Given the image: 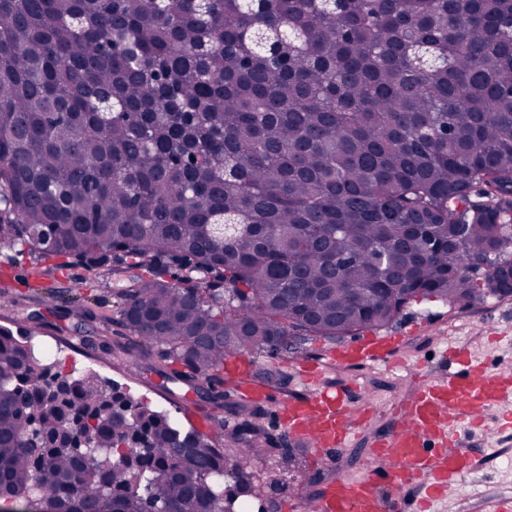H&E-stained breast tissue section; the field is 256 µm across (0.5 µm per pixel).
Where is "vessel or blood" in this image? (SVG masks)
<instances>
[{"label":"vessel or blood","instance_id":"obj_1","mask_svg":"<svg viewBox=\"0 0 512 512\" xmlns=\"http://www.w3.org/2000/svg\"><path fill=\"white\" fill-rule=\"evenodd\" d=\"M399 336H371L327 353L326 363L306 361L297 377L307 386L303 397L287 396L277 416L291 441L308 442L323 450L348 447L370 418L371 400L354 404L345 390L328 385L326 365L381 363L401 344ZM452 371L431 375L425 366L414 369L422 383L413 396L395 409L393 428L375 436L367 450L370 468L323 485L317 512H385L384 491L410 482L420 488L412 512H431L473 468L475 451L463 449L461 429L487 431L488 411L512 401V374L487 370L464 350L451 351ZM249 358L226 360L224 374L236 382L239 400L252 406L268 401L270 389L253 376Z\"/></svg>","mask_w":512,"mask_h":512}]
</instances>
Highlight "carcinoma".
<instances>
[{"label": "carcinoma", "instance_id": "carcinoma-1", "mask_svg": "<svg viewBox=\"0 0 512 512\" xmlns=\"http://www.w3.org/2000/svg\"><path fill=\"white\" fill-rule=\"evenodd\" d=\"M119 252L131 369L209 382L421 298L512 296V0H0V246ZM234 447L0 328V494L44 512H224Z\"/></svg>", "mask_w": 512, "mask_h": 512}]
</instances>
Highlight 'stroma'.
<instances>
[{
    "mask_svg": "<svg viewBox=\"0 0 512 512\" xmlns=\"http://www.w3.org/2000/svg\"><path fill=\"white\" fill-rule=\"evenodd\" d=\"M129 285L124 264L111 266L109 286H101L87 268L60 265L58 258L19 249L0 248V325L24 329L42 354L66 370L93 371L102 382L130 391L152 409L165 412L184 428L210 420L215 407L197 388L162 378L151 368L131 369L113 358L110 349L119 330L110 320L118 292ZM84 296L86 312L76 317L72 302ZM379 335L399 334L403 342L394 363L353 365L326 370L330 385L359 387L370 396L377 413L351 447L323 454L291 444L277 423L273 403L264 404L260 422L276 446L264 458L245 467L253 475L251 494L237 502L238 512H307V497L318 496L331 473H365V444L371 434L388 431L395 406L412 395L417 380L411 363L428 365L434 373L448 370L442 359L446 347H461L489 370H512V297L472 307L415 300ZM257 371H273L275 400L299 396L305 388L296 373V361L268 351L253 354ZM471 472L435 506L436 512H492L496 495L512 492V434L489 442Z\"/></svg>",
    "mask_w": 512,
    "mask_h": 512,
    "instance_id": "stroma-1",
    "label": "stroma"
}]
</instances>
